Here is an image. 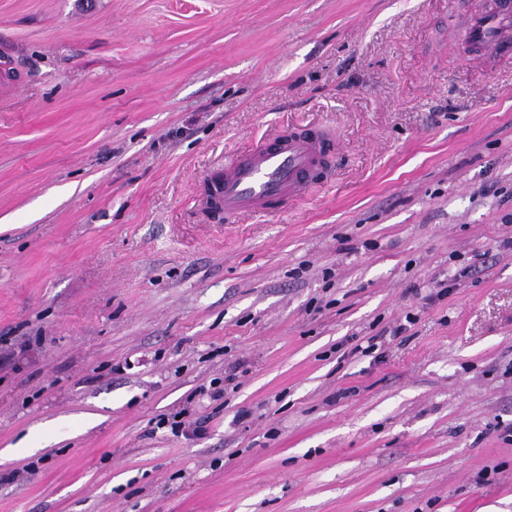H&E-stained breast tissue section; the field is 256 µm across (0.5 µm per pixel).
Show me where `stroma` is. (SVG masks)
Instances as JSON below:
<instances>
[{"label": "stroma", "instance_id": "stroma-1", "mask_svg": "<svg viewBox=\"0 0 512 512\" xmlns=\"http://www.w3.org/2000/svg\"><path fill=\"white\" fill-rule=\"evenodd\" d=\"M471 7L0 0V512H512V68L450 49ZM294 128L325 184L202 212Z\"/></svg>", "mask_w": 512, "mask_h": 512}]
</instances>
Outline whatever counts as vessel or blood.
Here are the masks:
<instances>
[{"instance_id": "1", "label": "vessel or blood", "mask_w": 512, "mask_h": 512, "mask_svg": "<svg viewBox=\"0 0 512 512\" xmlns=\"http://www.w3.org/2000/svg\"><path fill=\"white\" fill-rule=\"evenodd\" d=\"M453 46H465L491 66L512 63V0L470 11L463 27H449ZM330 150L315 131L292 130L259 142L207 175L206 207L225 219L268 215L301 200L319 180Z\"/></svg>"}]
</instances>
